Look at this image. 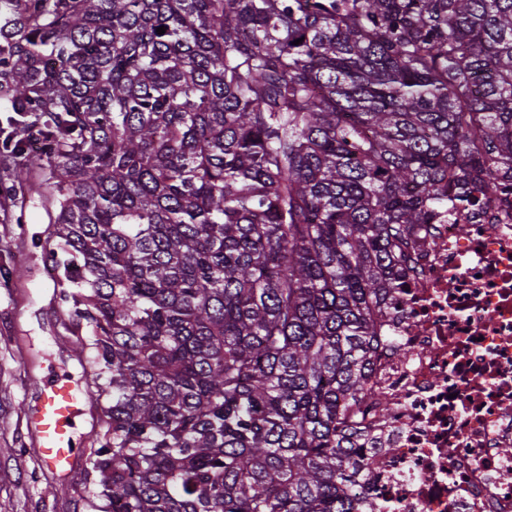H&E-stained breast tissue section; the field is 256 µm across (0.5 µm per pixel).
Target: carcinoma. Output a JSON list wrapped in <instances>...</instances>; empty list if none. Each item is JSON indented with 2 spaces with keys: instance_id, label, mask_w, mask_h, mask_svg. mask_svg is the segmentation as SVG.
Listing matches in <instances>:
<instances>
[{
  "instance_id": "obj_1",
  "label": "carcinoma",
  "mask_w": 512,
  "mask_h": 512,
  "mask_svg": "<svg viewBox=\"0 0 512 512\" xmlns=\"http://www.w3.org/2000/svg\"><path fill=\"white\" fill-rule=\"evenodd\" d=\"M0 112L95 512H360L378 317L448 194L512 180V0H0Z\"/></svg>"
}]
</instances>
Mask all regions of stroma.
Listing matches in <instances>:
<instances>
[{
    "instance_id": "stroma-1",
    "label": "stroma",
    "mask_w": 512,
    "mask_h": 512,
    "mask_svg": "<svg viewBox=\"0 0 512 512\" xmlns=\"http://www.w3.org/2000/svg\"><path fill=\"white\" fill-rule=\"evenodd\" d=\"M24 212L21 227L0 215V512H92L86 470L64 477L44 467L26 426L25 406L38 394L35 376L66 371L78 380L83 360L46 273L50 224L35 185L25 190ZM63 483L70 494H57Z\"/></svg>"
}]
</instances>
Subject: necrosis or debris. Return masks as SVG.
<instances>
[{"mask_svg":"<svg viewBox=\"0 0 512 512\" xmlns=\"http://www.w3.org/2000/svg\"><path fill=\"white\" fill-rule=\"evenodd\" d=\"M426 237L383 313L371 380L394 409L364 451L363 512H512V181L471 188Z\"/></svg>","mask_w":512,"mask_h":512,"instance_id":"necrosis-or-debris-1","label":"necrosis or debris"}]
</instances>
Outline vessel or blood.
<instances>
[{"label": "vessel or blood", "instance_id": "vessel-or-blood-1", "mask_svg": "<svg viewBox=\"0 0 512 512\" xmlns=\"http://www.w3.org/2000/svg\"><path fill=\"white\" fill-rule=\"evenodd\" d=\"M86 406V392L71 379L41 378L40 395L28 405L26 421L38 457L48 469L68 474L85 464L76 433Z\"/></svg>", "mask_w": 512, "mask_h": 512}]
</instances>
